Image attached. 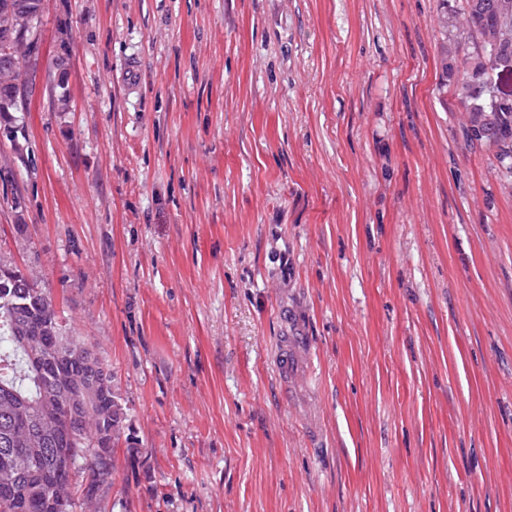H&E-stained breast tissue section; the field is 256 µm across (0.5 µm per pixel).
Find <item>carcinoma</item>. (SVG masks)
<instances>
[{
    "instance_id": "obj_1",
    "label": "carcinoma",
    "mask_w": 512,
    "mask_h": 512,
    "mask_svg": "<svg viewBox=\"0 0 512 512\" xmlns=\"http://www.w3.org/2000/svg\"><path fill=\"white\" fill-rule=\"evenodd\" d=\"M462 30L474 45L470 72H455L444 62L446 77L456 82L457 97L468 112L463 136L477 148L504 145L512 159V103L498 105L489 87L501 69L478 61L483 45L495 46L512 60V0H463ZM42 0H0V116L18 109V89L26 84L20 58L37 46ZM58 316L51 297L16 266L0 265V512H72L73 475L88 472L87 489L112 477L100 461L112 456L127 413L113 379L88 391L75 385L95 375L103 359L80 337L65 332L67 348L51 339ZM73 400L64 428L41 435L45 446L31 447L13 438L7 414L20 404L34 417L56 409L63 397Z\"/></svg>"
}]
</instances>
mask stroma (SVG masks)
<instances>
[{"mask_svg":"<svg viewBox=\"0 0 512 512\" xmlns=\"http://www.w3.org/2000/svg\"><path fill=\"white\" fill-rule=\"evenodd\" d=\"M440 16L43 0L0 262L128 409L86 512H512V183L463 138Z\"/></svg>","mask_w":512,"mask_h":512,"instance_id":"stroma-1","label":"stroma"}]
</instances>
